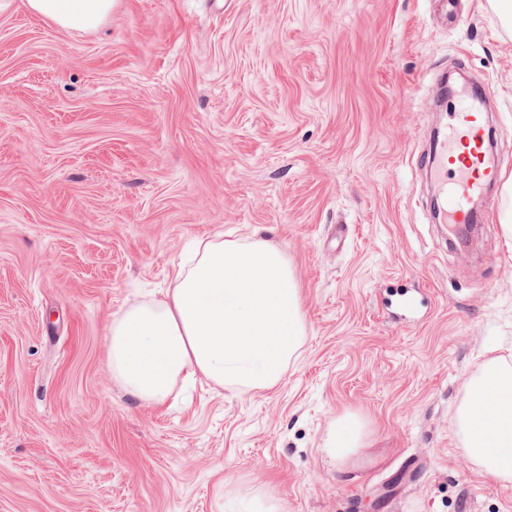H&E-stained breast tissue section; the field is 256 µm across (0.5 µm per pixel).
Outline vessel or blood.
<instances>
[{
	"label": "vessel or blood",
	"mask_w": 512,
	"mask_h": 512,
	"mask_svg": "<svg viewBox=\"0 0 512 512\" xmlns=\"http://www.w3.org/2000/svg\"><path fill=\"white\" fill-rule=\"evenodd\" d=\"M487 136L478 109L463 104L453 114L448 138L435 144L431 151L435 178L450 184L443 215L449 224L476 222L469 201L482 195L486 182L497 175L496 169L486 163L483 146Z\"/></svg>",
	"instance_id": "vessel-or-blood-1"
}]
</instances>
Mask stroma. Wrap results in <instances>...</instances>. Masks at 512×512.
<instances>
[{"label":"stroma","mask_w":512,"mask_h":512,"mask_svg":"<svg viewBox=\"0 0 512 512\" xmlns=\"http://www.w3.org/2000/svg\"><path fill=\"white\" fill-rule=\"evenodd\" d=\"M487 91L500 182L471 252L433 219L440 78ZM512 32L487 0H116L92 30L0 14V512H512L457 427L512 365ZM262 233L306 333L280 382L161 406L105 336L193 244ZM358 423L337 458V421ZM225 512H277L272 498L262 491L253 490L241 493L230 489L224 493Z\"/></svg>","instance_id":"stroma-1"}]
</instances>
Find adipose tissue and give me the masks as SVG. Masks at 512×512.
Here are the masks:
<instances>
[{
	"mask_svg": "<svg viewBox=\"0 0 512 512\" xmlns=\"http://www.w3.org/2000/svg\"><path fill=\"white\" fill-rule=\"evenodd\" d=\"M64 29L99 26L113 0H22ZM305 336L298 284L287 256L268 239H214L178 263L163 298L130 305L106 338L115 381L160 405L181 375L241 392L274 387ZM459 416L469 453L512 481V367L489 361L466 385Z\"/></svg>",
	"mask_w": 512,
	"mask_h": 512,
	"instance_id": "1",
	"label": "adipose tissue"
}]
</instances>
